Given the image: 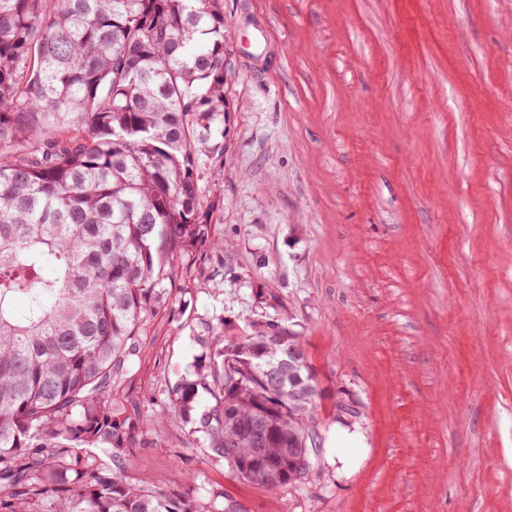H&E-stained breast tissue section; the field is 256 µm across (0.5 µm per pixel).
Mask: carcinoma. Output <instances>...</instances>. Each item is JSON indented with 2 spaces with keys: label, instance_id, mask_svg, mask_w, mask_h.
Instances as JSON below:
<instances>
[{
  "label": "carcinoma",
  "instance_id": "carcinoma-1",
  "mask_svg": "<svg viewBox=\"0 0 512 512\" xmlns=\"http://www.w3.org/2000/svg\"><path fill=\"white\" fill-rule=\"evenodd\" d=\"M225 54L224 0H0V512H223L192 477L113 469L143 424L112 386L172 301L170 260L224 249L200 177ZM290 341L278 321L219 336L160 401L267 491L318 437L309 364L269 373Z\"/></svg>",
  "mask_w": 512,
  "mask_h": 512
}]
</instances>
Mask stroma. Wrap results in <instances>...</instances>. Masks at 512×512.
<instances>
[{
  "instance_id": "1",
  "label": "stroma",
  "mask_w": 512,
  "mask_h": 512,
  "mask_svg": "<svg viewBox=\"0 0 512 512\" xmlns=\"http://www.w3.org/2000/svg\"><path fill=\"white\" fill-rule=\"evenodd\" d=\"M224 153L200 205L220 253L176 258L112 396L136 482L198 477L231 512H512V0H224ZM288 319L327 438L361 448L269 492L158 404L202 339ZM364 439V435L355 426L336 424V428L329 434L328 448H361L364 447Z\"/></svg>"
}]
</instances>
